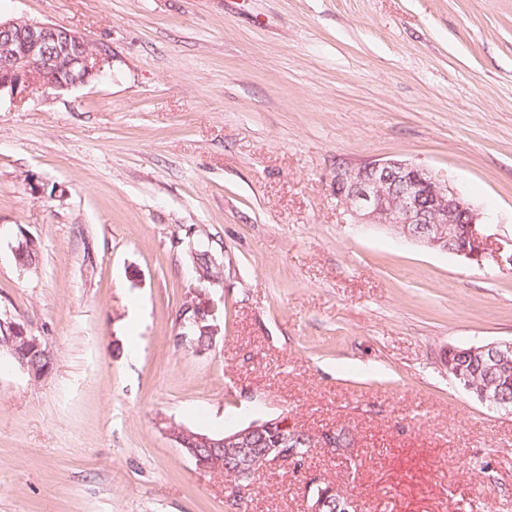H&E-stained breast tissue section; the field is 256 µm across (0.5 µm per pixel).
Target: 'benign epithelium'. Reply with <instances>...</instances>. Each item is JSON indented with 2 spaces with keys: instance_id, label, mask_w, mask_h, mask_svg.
I'll return each instance as SVG.
<instances>
[{
  "instance_id": "benign-epithelium-1",
  "label": "benign epithelium",
  "mask_w": 512,
  "mask_h": 512,
  "mask_svg": "<svg viewBox=\"0 0 512 512\" xmlns=\"http://www.w3.org/2000/svg\"><path fill=\"white\" fill-rule=\"evenodd\" d=\"M13 50L0 56V96L16 98L31 88L58 90L88 82L101 73L106 51L90 48L80 34L67 28L33 19L0 20V40ZM40 71L42 81L29 75ZM331 184L336 198L350 214L353 223L383 225L408 240L430 248H441L472 262H480L488 250V240L479 231L481 214L448 181L428 168L399 159L373 160L357 167L339 166ZM189 321L214 341L218 329L209 324V309L204 304L184 307ZM0 326L13 334L9 353L31 376L41 378L28 361L30 352L41 349L40 339L9 316L0 317ZM474 357L485 354L505 357L512 354V339L469 346ZM173 440L189 451L197 468L214 470L217 465L200 450L224 449L228 466L241 483L280 463L296 458L291 445L300 431L278 416L253 421L222 435L193 432L182 427L169 429ZM267 439L268 447L255 449L257 436Z\"/></svg>"
}]
</instances>
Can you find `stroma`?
Wrapping results in <instances>:
<instances>
[{"mask_svg":"<svg viewBox=\"0 0 512 512\" xmlns=\"http://www.w3.org/2000/svg\"><path fill=\"white\" fill-rule=\"evenodd\" d=\"M0 18L108 57L0 98V313L54 357L36 379L0 354V512H230L231 482L169 426L280 415L355 446L257 475L246 512H307L314 481L359 512H512V413L447 367L512 339V0H0ZM388 158L479 209L481 262L351 224L332 173ZM199 301L215 341L178 345Z\"/></svg>","mask_w":512,"mask_h":512,"instance_id":"stroma-1","label":"stroma"}]
</instances>
